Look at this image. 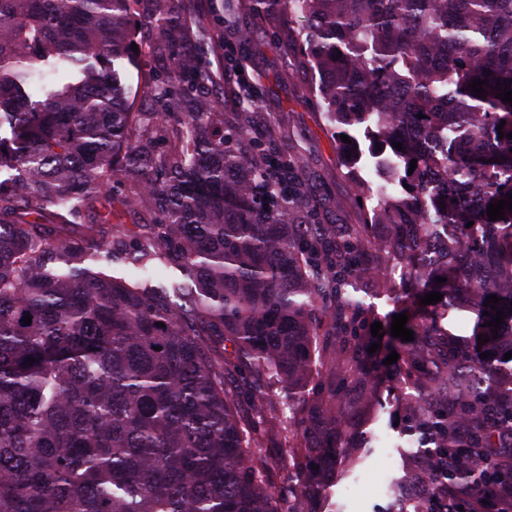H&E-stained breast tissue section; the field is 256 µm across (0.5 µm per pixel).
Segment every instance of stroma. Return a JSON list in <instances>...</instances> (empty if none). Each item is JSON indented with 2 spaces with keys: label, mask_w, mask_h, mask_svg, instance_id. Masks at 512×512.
<instances>
[{
  "label": "stroma",
  "mask_w": 512,
  "mask_h": 512,
  "mask_svg": "<svg viewBox=\"0 0 512 512\" xmlns=\"http://www.w3.org/2000/svg\"><path fill=\"white\" fill-rule=\"evenodd\" d=\"M180 7L184 17L192 18L194 27L210 33L205 63L219 58L233 72L231 81L208 84L204 94L224 99L226 111L235 112L243 84L259 86L261 100L246 113L250 125L276 130L272 150L284 155L302 152L311 175V192L331 194L340 223H360L356 178L376 185L384 177L366 163L350 168L342 164L341 133L323 115L320 77L314 65L297 72L288 69L274 45L273 26L257 20L248 6L229 10L224 0H181ZM245 30L251 31V39H242ZM135 37L137 53L116 62L115 67L134 111L145 112L149 105L142 89L164 79L166 70L150 49L151 31L137 30ZM364 340L366 345H376L372 333H365ZM376 347L374 378L355 375L344 384L336 425L341 444L335 455L318 463L316 477L323 491L308 496L309 512H392L389 487L403 485L416 468L411 444L421 432L409 420L393 382L395 368L386 362L392 351H403L404 346Z\"/></svg>",
  "instance_id": "stroma-1"
}]
</instances>
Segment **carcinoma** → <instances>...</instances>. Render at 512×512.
<instances>
[{
    "label": "carcinoma",
    "mask_w": 512,
    "mask_h": 512,
    "mask_svg": "<svg viewBox=\"0 0 512 512\" xmlns=\"http://www.w3.org/2000/svg\"><path fill=\"white\" fill-rule=\"evenodd\" d=\"M140 2L0 0V512H297L302 495L281 507L269 473L286 464L319 489L309 467L336 453V371L374 364L344 348L369 315L364 280L393 289L372 275L382 253L401 260L414 308L416 341L397 371L407 410L436 452L485 459L468 472L485 482L512 431V370L480 357L512 341V212L488 217L512 193V104L496 97L512 91V0H249L288 28V65L321 72L328 122L367 118L375 137L402 144L405 164L417 160L376 189L358 182L359 224L323 223L335 201L308 194L304 159L266 153L238 112L225 135L211 99L195 100L170 151L134 139L136 122L181 115L164 83L147 88L152 111H129L117 74L96 70L129 54L132 23L156 30L172 78L190 88L205 78L176 0L142 15ZM38 65L65 79L35 85ZM477 79L488 80L479 96ZM450 115L473 139H445ZM433 180L442 195L426 194ZM472 181L483 189L473 208L459 199ZM116 200L157 214L130 251L112 236ZM97 207L100 221L85 223ZM376 224L389 232L370 236ZM122 255L144 277L114 276ZM161 267L185 281L151 286ZM433 291L477 315L472 342L441 363L444 313L420 303ZM490 295L506 314L497 339ZM230 371L258 379L253 414L238 413ZM272 382L288 391L296 432L287 462L257 464Z\"/></svg>",
    "instance_id": "carcinoma-1"
}]
</instances>
